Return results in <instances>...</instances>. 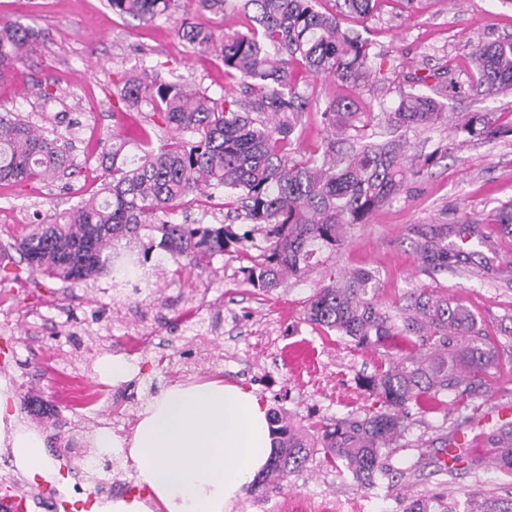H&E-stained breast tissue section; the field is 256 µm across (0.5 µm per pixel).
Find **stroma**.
Here are the masks:
<instances>
[{
	"instance_id": "obj_1",
	"label": "stroma",
	"mask_w": 512,
	"mask_h": 512,
	"mask_svg": "<svg viewBox=\"0 0 512 512\" xmlns=\"http://www.w3.org/2000/svg\"><path fill=\"white\" fill-rule=\"evenodd\" d=\"M209 27L216 35L244 29L247 21L232 8L199 10L187 0L183 10L152 22L113 13L107 0H0V22H20L42 43L29 59L0 78V112H19L30 121L66 108L79 120L68 131L80 170L73 177L24 185L0 183V244L22 235L35 215L44 220L69 208L95 190L106 171L101 165L104 141L113 133L136 134L146 119L131 112L114 115L112 81L116 72L147 63H166L190 84L216 96L238 86L224 72L217 55H201L183 41V19ZM375 51L402 61L426 75L453 69L458 84L444 102L448 112L480 111L499 123L512 122V91L479 95L471 81V49L512 39V6L504 0H423L417 11H401L398 0H382L375 19L357 25ZM49 87L57 102L44 103L38 92ZM330 134L319 111L306 113L293 138L301 155H322ZM405 156L435 154L409 192L380 208L365 224L351 225L336 252L321 255L299 280L276 290H255L243 280L244 254L225 255L224 266L209 276H173L163 264L146 301L116 300L107 279L63 292L45 281L35 292L18 289L7 315H0V376L14 393L30 392L33 405L20 410L22 422L44 437L61 435L89 445L99 428L131 437L138 414L153 391L174 382L213 379L253 391L267 408L280 409L296 424L328 422L364 415L375 398L358 384L360 377L388 364L384 350H357L346 338L324 332L306 319L313 292L330 275L366 269L375 279L369 296L382 311L396 314L402 297L427 289L462 304L476 317L495 346L497 362L480 394L460 400L440 394L433 408L411 407L408 432L388 458L389 475L363 488L343 471L315 454L306 469L289 476L280 489L261 497L245 494L233 512H404L416 499L446 496L459 504L483 503L488 512L512 505V469L496 467V449L488 435L507 408L512 420V236L500 235L498 209L512 204V135L493 141L467 140L453 124L409 132ZM178 216L205 224L233 223L231 199L186 196ZM477 223L495 242L494 249L468 244V269L426 271L417 261L418 231L428 224ZM70 303L73 334L29 317L32 308L53 312ZM211 323L198 335L181 318L186 314ZM164 349L142 347L130 355L135 375L98 391V358L86 351L95 339L119 349L128 339L149 333ZM476 446L455 468L441 465V455L456 432ZM46 458L64 478L62 486L38 484L17 467L0 465V486H15L27 499L28 512H41L45 501L55 512H83L91 487L76 458L46 446Z\"/></svg>"
}]
</instances>
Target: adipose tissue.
I'll use <instances>...</instances> for the list:
<instances>
[{"label": "adipose tissue", "instance_id": "adipose-tissue-1", "mask_svg": "<svg viewBox=\"0 0 512 512\" xmlns=\"http://www.w3.org/2000/svg\"><path fill=\"white\" fill-rule=\"evenodd\" d=\"M14 401L0 378V443L23 473L59 485V470L43 459V436L17 421ZM92 445L131 460L139 491L97 501L90 512H231L266 468L274 439L256 394L212 380L168 386L144 406L131 437L103 428Z\"/></svg>", "mask_w": 512, "mask_h": 512}]
</instances>
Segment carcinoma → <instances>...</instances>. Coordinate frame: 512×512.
Masks as SVG:
<instances>
[{
	"label": "carcinoma",
	"mask_w": 512,
	"mask_h": 512,
	"mask_svg": "<svg viewBox=\"0 0 512 512\" xmlns=\"http://www.w3.org/2000/svg\"><path fill=\"white\" fill-rule=\"evenodd\" d=\"M112 11L151 21L170 17L181 0H108ZM379 0H340L339 13L367 21ZM232 8L251 15L253 24L219 38L204 26L184 22L180 34L199 53L216 52L224 72L237 80L240 93L229 98L207 90L186 89L187 80H165L131 69L113 82V111L121 114L147 109L152 125L173 132L159 147L144 132L139 157L127 160L129 141L119 134L102 153L109 171L92 197L73 205L61 221H38L23 237L8 245L30 273L74 288L100 278L130 285L127 295L150 290L159 265L148 264L159 248L174 273L203 274L216 258L245 251L246 234L231 224H183L175 203L190 195L216 192L235 199L237 218L262 234L259 253L250 257L245 281L263 292L277 289L289 277H301L325 249L336 250L344 230L364 224L428 166L417 157L404 165L396 148L366 141L377 115L362 112L352 96L330 102L321 111L331 136L362 141L352 154L334 158V146L323 157L291 155V136L315 100L293 79L300 67L313 78L333 77L352 91L371 74L378 82L391 76L423 84L430 92L410 94L393 111L387 124L402 129L429 128L448 118L440 98L453 82L445 68L428 75L386 65L372 44L342 29L336 15L319 10V0H238ZM38 36L19 22L0 24V78L34 52ZM476 88L486 94L512 90V40L478 44L471 52ZM460 132L469 138L494 139L512 134V124L497 125L483 112H470ZM72 142L55 130L40 128L17 113L0 114V183L22 185L54 181L77 169ZM453 235L459 243L448 242ZM149 244H143V237ZM417 246L421 266L446 270L467 263L464 244L477 239L472 224H431L420 231ZM373 276L354 270L318 289L308 300L306 319L320 329L350 338L355 346L406 352L405 361L390 363L363 377L360 386L378 398L379 407L364 417L300 428L286 417L270 414L279 451L267 466L266 481L277 484L301 471L314 449L331 464L362 484H373L383 473L384 451L406 431L409 404H431L443 391L463 399L479 395L495 351L483 341V329L467 309L419 290L402 308L400 319L381 311L369 299ZM436 351L422 353L424 342ZM498 448L496 462L512 469V421L489 433Z\"/></svg>",
	"instance_id": "cac0c4a2"
}]
</instances>
